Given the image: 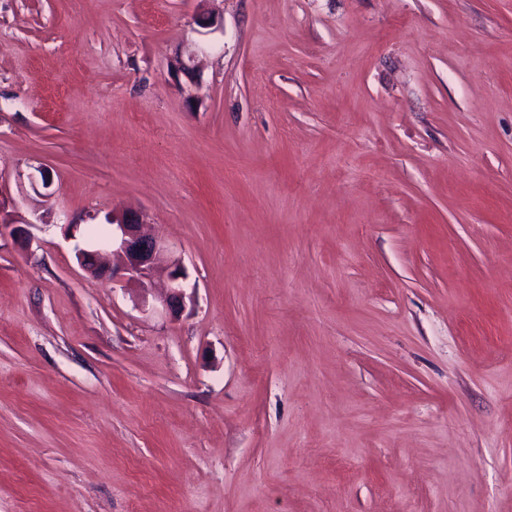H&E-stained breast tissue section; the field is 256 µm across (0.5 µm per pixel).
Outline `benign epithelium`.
<instances>
[{"label":"benign epithelium","mask_w":512,"mask_h":512,"mask_svg":"<svg viewBox=\"0 0 512 512\" xmlns=\"http://www.w3.org/2000/svg\"><path fill=\"white\" fill-rule=\"evenodd\" d=\"M144 224V214L128 213L112 217L103 237L90 241V248L76 249V258L80 266L87 272L101 276L106 268L101 265L100 258L104 251L117 248L126 258L123 275L130 283H142L150 277L153 269L162 263L170 264V275L174 283L168 296L163 300L166 309L178 313L184 295L185 275L178 264L172 260L168 248L154 238L140 233Z\"/></svg>","instance_id":"1"}]
</instances>
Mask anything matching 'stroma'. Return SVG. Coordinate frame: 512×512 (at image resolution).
<instances>
[{"mask_svg":"<svg viewBox=\"0 0 512 512\" xmlns=\"http://www.w3.org/2000/svg\"><path fill=\"white\" fill-rule=\"evenodd\" d=\"M0 512H512V0H0ZM143 224V213H128L120 217L112 214L105 235L89 242L93 249H76L77 261L90 274L101 276L107 271L100 263L102 253L111 248L113 252V248L117 247L127 261L123 272L124 278L130 283L138 284L150 277L157 265L170 264L174 286L170 288L171 291L163 300V304L171 314H176L181 307L186 277L178 262L172 260L164 244L140 233Z\"/></svg>","mask_w":512,"mask_h":512,"instance_id":"1","label":"stroma"}]
</instances>
